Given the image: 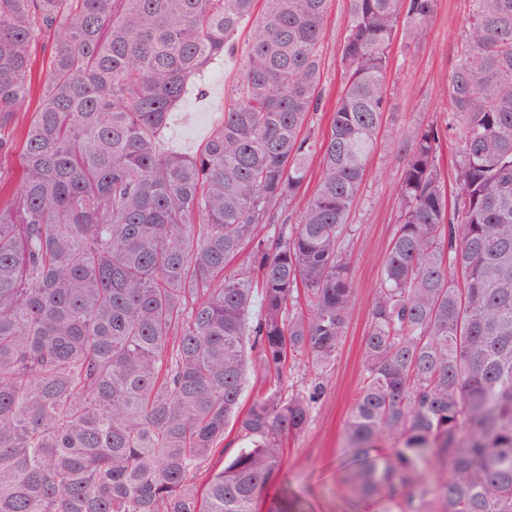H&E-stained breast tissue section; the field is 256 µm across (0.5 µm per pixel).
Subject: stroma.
<instances>
[{
	"mask_svg": "<svg viewBox=\"0 0 512 512\" xmlns=\"http://www.w3.org/2000/svg\"><path fill=\"white\" fill-rule=\"evenodd\" d=\"M347 0H332L322 44L321 91L335 99L341 82L340 45ZM466 15V0H435L432 19L417 45L395 49L389 73V110L370 162L360 202L350 221L355 228L349 276L355 303L346 336L328 371L327 389L315 404L308 428L286 436L279 479L298 496L304 512H397L387 500L352 502L340 481L353 459L343 443V427L360 378L368 329V307L379 283L381 263L392 237L398 209L396 187L401 166L393 149L397 132L413 125L443 124L448 117L445 90ZM237 61L217 59L190 87L171 114L166 147L194 153L224 115L225 94L236 78Z\"/></svg>",
	"mask_w": 512,
	"mask_h": 512,
	"instance_id": "35a3bbf8",
	"label": "stroma"
}]
</instances>
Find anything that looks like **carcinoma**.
<instances>
[{"instance_id": "1", "label": "carcinoma", "mask_w": 512, "mask_h": 512, "mask_svg": "<svg viewBox=\"0 0 512 512\" xmlns=\"http://www.w3.org/2000/svg\"><path fill=\"white\" fill-rule=\"evenodd\" d=\"M330 2L0 0V159L19 162L0 172V512H259L351 317L349 218L393 44L435 4L347 0L319 136ZM247 26L220 124L192 155L163 150ZM447 95L445 126L396 140L344 484L398 512H512V0H468ZM249 369L265 389L244 407ZM230 426L247 444L211 470Z\"/></svg>"}]
</instances>
